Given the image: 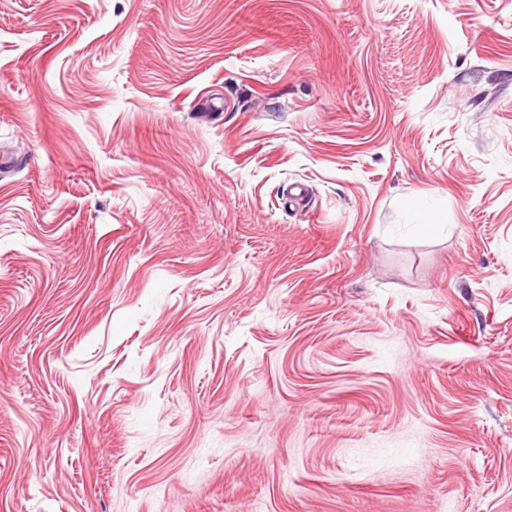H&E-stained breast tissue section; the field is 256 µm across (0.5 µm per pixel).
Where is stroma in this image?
Wrapping results in <instances>:
<instances>
[{"instance_id": "35a3bbf8", "label": "stroma", "mask_w": 512, "mask_h": 512, "mask_svg": "<svg viewBox=\"0 0 512 512\" xmlns=\"http://www.w3.org/2000/svg\"><path fill=\"white\" fill-rule=\"evenodd\" d=\"M0 512H512V0H0Z\"/></svg>"}]
</instances>
